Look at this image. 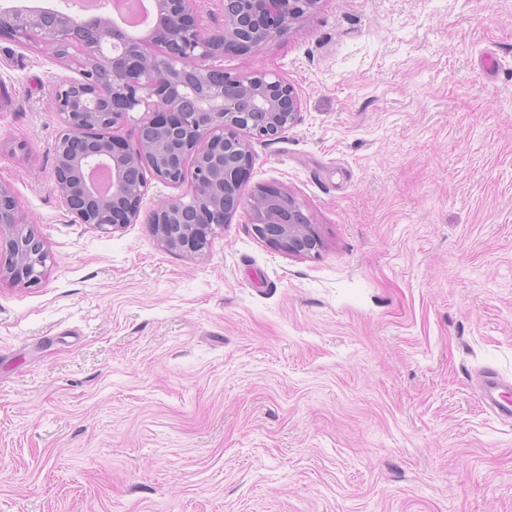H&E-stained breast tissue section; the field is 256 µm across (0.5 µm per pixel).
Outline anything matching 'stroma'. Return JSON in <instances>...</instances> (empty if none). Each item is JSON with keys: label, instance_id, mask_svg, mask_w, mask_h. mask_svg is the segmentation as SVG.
I'll return each instance as SVG.
<instances>
[{"label": "stroma", "instance_id": "1", "mask_svg": "<svg viewBox=\"0 0 512 512\" xmlns=\"http://www.w3.org/2000/svg\"><path fill=\"white\" fill-rule=\"evenodd\" d=\"M300 99L192 259L73 222L53 181L73 62L0 37V183L49 254L0 280V512H512V0H318L228 55ZM504 382L498 374L487 369L482 371L477 379V386L482 400L488 405L491 411L503 420H512V399L510 394L504 395L501 388Z\"/></svg>", "mask_w": 512, "mask_h": 512}]
</instances>
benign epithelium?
<instances>
[{
	"instance_id": "benign-epithelium-1",
	"label": "benign epithelium",
	"mask_w": 512,
	"mask_h": 512,
	"mask_svg": "<svg viewBox=\"0 0 512 512\" xmlns=\"http://www.w3.org/2000/svg\"><path fill=\"white\" fill-rule=\"evenodd\" d=\"M224 27L201 23L200 0H157L159 23L130 37L113 20H88L56 11L20 25L0 11V36L24 46H53L75 59L79 77L59 82L52 100L60 131L55 188L79 224L116 232L135 224L150 182L184 191L151 211L147 223L164 246L201 255L239 205L256 234L290 253L305 254L320 240L300 205L287 195L288 218L262 193L242 194L252 164L246 136L276 138L293 127L300 104L293 87L263 69L232 75L214 61L246 55L305 16L317 0H222ZM141 112L137 140L121 134L129 114ZM112 166V193L101 195L84 172ZM49 254L19 213L12 190L0 183V277L38 284Z\"/></svg>"
}]
</instances>
